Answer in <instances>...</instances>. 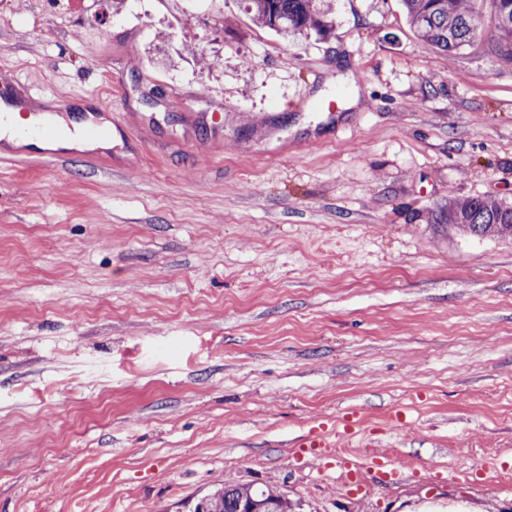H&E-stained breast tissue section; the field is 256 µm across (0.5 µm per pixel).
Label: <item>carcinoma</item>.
Listing matches in <instances>:
<instances>
[{
	"mask_svg": "<svg viewBox=\"0 0 512 512\" xmlns=\"http://www.w3.org/2000/svg\"><path fill=\"white\" fill-rule=\"evenodd\" d=\"M252 20L284 40L313 32L328 38L335 27L327 0H244ZM492 52L512 62V0H492ZM417 36L448 56L469 45L480 33L470 0H402ZM442 224H459L474 236L512 237V203L486 197H451L438 211ZM294 505L277 489L246 485L217 488L194 504L193 512H293Z\"/></svg>",
	"mask_w": 512,
	"mask_h": 512,
	"instance_id": "carcinoma-1",
	"label": "carcinoma"
}]
</instances>
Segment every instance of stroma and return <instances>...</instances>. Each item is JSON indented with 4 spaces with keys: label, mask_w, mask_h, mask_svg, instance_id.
Returning a JSON list of instances; mask_svg holds the SVG:
<instances>
[{
    "label": "stroma",
    "mask_w": 512,
    "mask_h": 512,
    "mask_svg": "<svg viewBox=\"0 0 512 512\" xmlns=\"http://www.w3.org/2000/svg\"><path fill=\"white\" fill-rule=\"evenodd\" d=\"M332 6L286 43L242 0H0V77L129 126L0 156V512H512V240L436 220L512 201V65ZM340 447L407 478L342 490ZM294 505L277 489L256 490L252 486H224L203 495L193 512H293Z\"/></svg>",
    "instance_id": "obj_1"
}]
</instances>
